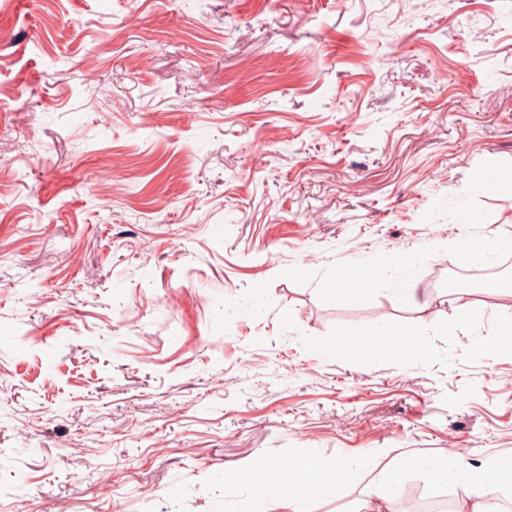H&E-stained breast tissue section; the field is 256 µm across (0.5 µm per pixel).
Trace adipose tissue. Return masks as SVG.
I'll use <instances>...</instances> for the list:
<instances>
[{
    "instance_id": "adipose-tissue-1",
    "label": "adipose tissue",
    "mask_w": 512,
    "mask_h": 512,
    "mask_svg": "<svg viewBox=\"0 0 512 512\" xmlns=\"http://www.w3.org/2000/svg\"><path fill=\"white\" fill-rule=\"evenodd\" d=\"M410 466L418 467L427 474H445L449 471L447 462L404 454L396 456L387 468L379 467L376 456L369 452L356 458L336 460L328 467L316 457L304 461L270 460L264 472L253 475L250 480L251 487L256 490L252 512H262L261 503L279 497L287 499L289 512H311L313 496L329 498L340 494L350 475L357 470L366 472L370 477L365 498L361 502V512H392V505L398 497L394 476ZM294 469L307 472L312 478L310 492L299 493L289 489L288 476ZM502 471L501 460L491 458L481 469L464 477L466 494L459 500L457 512H487L483 490L498 481Z\"/></svg>"
}]
</instances>
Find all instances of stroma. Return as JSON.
<instances>
[{
  "mask_svg": "<svg viewBox=\"0 0 512 512\" xmlns=\"http://www.w3.org/2000/svg\"><path fill=\"white\" fill-rule=\"evenodd\" d=\"M496 236L512 0H0V512H248L270 459L512 456V265L448 285ZM381 328L428 356L346 343ZM384 269H386V265H377L360 268L348 272H343L336 278V281H334V283L332 284V287L334 288H328V290H330L331 292H336V290L353 291L355 295H362L370 289L369 286L380 277ZM352 277H358L362 281V283H364L367 286V288H337L339 284H348L349 279Z\"/></svg>",
  "mask_w": 512,
  "mask_h": 512,
  "instance_id": "35a3bbf8",
  "label": "stroma"
}]
</instances>
